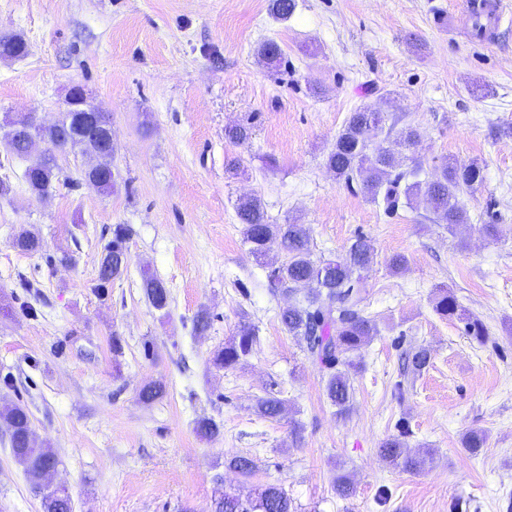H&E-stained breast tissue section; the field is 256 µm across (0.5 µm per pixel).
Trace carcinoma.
I'll return each mask as SVG.
<instances>
[{
    "label": "carcinoma",
    "instance_id": "carcinoma-1",
    "mask_svg": "<svg viewBox=\"0 0 512 512\" xmlns=\"http://www.w3.org/2000/svg\"><path fill=\"white\" fill-rule=\"evenodd\" d=\"M297 6V0H270L269 3L272 15L280 20L288 19ZM26 54L27 44L22 37L0 36L1 60L19 59ZM258 54L276 68L283 62L282 51L274 42L263 44ZM73 116L74 112L68 106L57 120L40 126L38 138L47 145V150L35 157L22 143L8 140L11 155L27 157L29 173L25 182L36 196L47 193L59 179L61 168L57 164V153L67 148L60 133ZM388 120L391 121L389 125L386 124ZM386 130L397 131L399 145L408 149L420 140L419 129L405 122L404 116L390 117L378 108L365 105L351 112L336 134L326 157V166L346 186L360 183L370 199L388 213L401 207L413 209L424 199L430 205L433 223L447 226L450 232L454 227L468 223L467 210L459 196L474 193L483 185V168L476 162L448 161L442 164L438 175L423 179L421 163L404 168L394 151L372 147V139ZM252 134L250 122L224 128V139L234 145L246 143ZM236 210L244 225V239L249 251L257 263L267 268L266 277L272 290L290 297L303 294L302 300L279 310V323L288 335L306 343L310 357L322 372L327 400L336 407V414L348 415L353 399L352 376L361 370L353 354L378 334L377 325L364 314L362 303L366 287L358 275L374 261L371 240L358 235L342 256L315 259L306 225L295 221L272 223L261 197L246 195L239 198ZM130 235L131 229L127 225L118 224L103 247L99 268L110 265L112 269L108 275H98L94 290L100 298H108L112 282L122 279L128 272L127 241ZM273 241L280 242L286 254L285 261H266L268 245ZM15 246L30 253L43 249L40 238L24 230L16 236ZM141 288L146 301L155 310L163 311L169 306V290L159 277L144 273ZM434 310L442 317L455 316L463 321L466 333L478 340L488 335L483 322L469 314L457 297L445 288L436 298ZM257 342L255 326L243 322L224 347L214 352L212 363L225 370L235 368L252 355ZM430 359L429 349L418 346L409 353L408 366L412 373L419 374L427 368ZM283 410L284 402L276 397L258 400L257 411L262 416L274 418ZM0 420L9 428L13 457L23 467L33 489L41 495L42 512H72L66 489L48 490L43 486V476L56 466V458L52 449L36 437L26 408L19 405L5 407L0 410ZM380 452L392 465L406 471H418L431 459L429 455H410L404 441L398 437L385 440ZM210 512H294V505L284 487L267 484L258 487L254 497L247 501L219 489L215 491Z\"/></svg>",
    "mask_w": 512,
    "mask_h": 512
}]
</instances>
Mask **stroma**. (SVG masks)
Masks as SVG:
<instances>
[{
	"instance_id": "obj_1",
	"label": "stroma",
	"mask_w": 512,
	"mask_h": 512,
	"mask_svg": "<svg viewBox=\"0 0 512 512\" xmlns=\"http://www.w3.org/2000/svg\"><path fill=\"white\" fill-rule=\"evenodd\" d=\"M456 4L298 0L279 20L269 0H0V35H21L28 49L0 60V182L10 187L0 196V407L27 408L59 460L48 480L73 512H209L216 488L246 496L266 484L283 485L297 512H512V26L473 42ZM268 41L286 67L258 58ZM75 86L112 119L117 183L106 193L82 182L85 158L70 149L57 156L63 180L35 197L25 161L6 152L10 123L27 112L54 121ZM365 104L419 127L413 155L427 175L448 157L482 163L483 185L460 196L468 224L431 223L424 203L384 213L327 169L338 131ZM248 120L246 144L225 141V126ZM250 193L273 223L306 224L314 257L344 254L359 234L374 244L362 276L379 333L361 350L348 417L278 322L286 299L236 215ZM118 224L133 230L130 265L103 300L93 287ZM485 224L499 225L498 239ZM24 229L42 252L15 246ZM399 252L409 263L395 275L387 260ZM145 268L170 292L166 312L144 298ZM441 284L482 320L485 341L434 312ZM202 308L212 320L199 335ZM244 319L259 329L253 354L216 368L214 352ZM419 345L429 367L404 372ZM155 381L165 396L142 403ZM267 396L284 401L280 416L257 413ZM202 418L220 435L199 438ZM473 429L487 435L475 455L463 446ZM400 434L432 463L389 465L379 446ZM235 455L255 462L251 475L227 468ZM339 474L354 499L336 497ZM0 512H41L2 423Z\"/></svg>"
}]
</instances>
